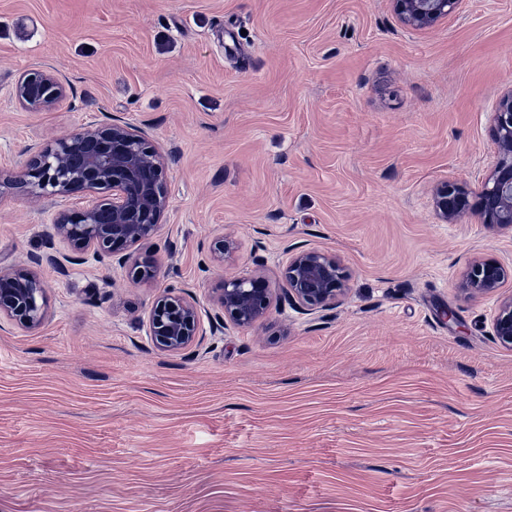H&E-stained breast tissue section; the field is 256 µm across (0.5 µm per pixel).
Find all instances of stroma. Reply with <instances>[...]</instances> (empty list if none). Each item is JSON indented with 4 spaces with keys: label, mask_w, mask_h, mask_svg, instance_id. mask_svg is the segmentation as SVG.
I'll return each instance as SVG.
<instances>
[{
    "label": "stroma",
    "mask_w": 512,
    "mask_h": 512,
    "mask_svg": "<svg viewBox=\"0 0 512 512\" xmlns=\"http://www.w3.org/2000/svg\"><path fill=\"white\" fill-rule=\"evenodd\" d=\"M36 65L53 110L13 96ZM511 87L512 0L422 32L393 0H0V264L73 252L12 186L29 147L127 122L171 173L153 279L85 253L41 267L39 328L0 321V512H512V350L498 297L459 289L474 258L512 265V231L433 207L495 164ZM306 249L349 277L314 314L285 295ZM258 266L267 314L214 331ZM183 286L201 336L164 353L149 312ZM13 94L26 109L43 112L63 103L66 88L51 68L37 66L19 80ZM493 335L502 346L512 349V293L499 301L493 320Z\"/></svg>",
    "instance_id": "obj_1"
}]
</instances>
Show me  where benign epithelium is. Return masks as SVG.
<instances>
[{
    "mask_svg": "<svg viewBox=\"0 0 512 512\" xmlns=\"http://www.w3.org/2000/svg\"><path fill=\"white\" fill-rule=\"evenodd\" d=\"M393 2L406 27L424 31L455 14L463 0ZM14 97L32 112L49 111L63 103L66 88L50 68L38 66L19 80ZM492 136L497 161L478 186L446 181L436 189L434 206L442 221L451 224L470 212L481 224L512 230V90L493 112ZM168 179L166 156L142 131L129 123H90L50 145L31 148L15 184L35 204L54 201L52 235L99 260L115 257L122 265L132 264L142 281L153 278L155 270L151 262L138 260L135 250L156 233L169 207ZM82 192L89 193L86 205L69 207L72 196ZM237 250V242L229 237L215 241L211 248L224 262L234 259ZM44 259L59 262L48 254L27 264L0 265V319L27 329L42 325L47 309L38 267ZM511 277L512 268L495 260L475 259L463 272L460 286L470 296H490ZM284 279L288 301L310 312L336 304L347 291L344 267L336 256L320 250H302L289 257ZM272 301V289L259 269L224 279L217 299L224 316L240 327L262 319ZM149 326L158 350L186 349L199 336L197 301L184 289L165 290L152 306ZM493 335L512 349V294L499 301Z\"/></svg>",
    "mask_w": 512,
    "mask_h": 512,
    "instance_id": "obj_1",
    "label": "benign epithelium"
}]
</instances>
